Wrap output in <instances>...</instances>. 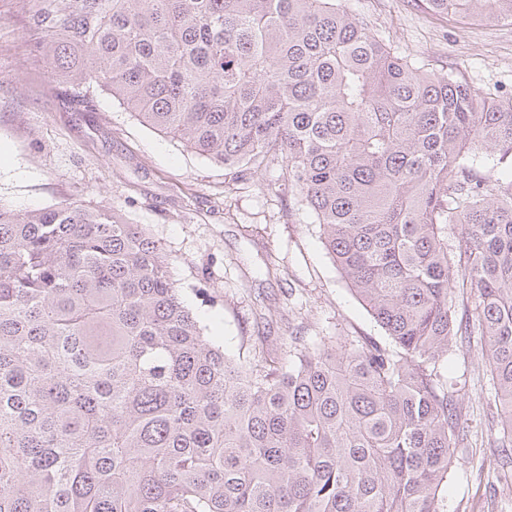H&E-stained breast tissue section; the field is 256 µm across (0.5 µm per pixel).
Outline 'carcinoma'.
Segmentation results:
<instances>
[{"label": "carcinoma", "mask_w": 512, "mask_h": 512, "mask_svg": "<svg viewBox=\"0 0 512 512\" xmlns=\"http://www.w3.org/2000/svg\"><path fill=\"white\" fill-rule=\"evenodd\" d=\"M512 21V0H456ZM38 49L320 225L395 349L229 356L170 259L106 208L0 207V512H447L472 320L512 447V103L401 57L342 0H62ZM466 247L448 253V225Z\"/></svg>", "instance_id": "cac0c4a2"}]
</instances>
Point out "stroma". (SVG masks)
I'll use <instances>...</instances> for the list:
<instances>
[{
    "label": "stroma",
    "instance_id": "stroma-1",
    "mask_svg": "<svg viewBox=\"0 0 512 512\" xmlns=\"http://www.w3.org/2000/svg\"><path fill=\"white\" fill-rule=\"evenodd\" d=\"M396 54L425 71H454L472 88L512 100V22L462 19L426 0H344ZM37 0H0V205L14 210L69 204L116 209L144 225L171 257L184 302L235 354L266 340L366 336L391 341L327 255L320 228L278 188L279 165L230 183L222 166L141 124L111 95L90 105L36 49L47 25ZM468 324L448 357V397L465 451L449 475L448 512H512V487L489 461L504 456L494 388L476 325L475 295L456 289ZM218 322H208L209 314Z\"/></svg>",
    "mask_w": 512,
    "mask_h": 512
}]
</instances>
